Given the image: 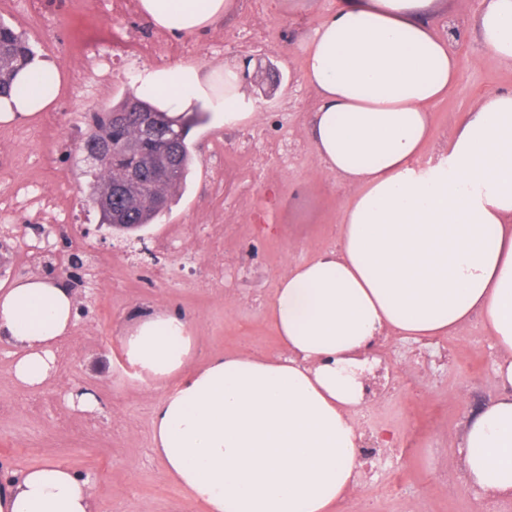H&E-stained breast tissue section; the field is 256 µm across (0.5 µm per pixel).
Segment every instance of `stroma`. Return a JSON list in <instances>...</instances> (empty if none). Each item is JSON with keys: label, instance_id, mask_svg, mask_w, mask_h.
<instances>
[{"label": "stroma", "instance_id": "35a3bbf8", "mask_svg": "<svg viewBox=\"0 0 512 512\" xmlns=\"http://www.w3.org/2000/svg\"><path fill=\"white\" fill-rule=\"evenodd\" d=\"M279 2L266 0L259 14L236 10L205 31L175 36L184 48L182 60L217 66L231 58L259 57L279 69L281 85L273 98L260 101L256 120L266 138L248 142L238 153L215 155L219 144L241 138L245 126H219L211 112H203L188 135L194 162L186 182L141 243L120 242L99 229V212L86 200L77 147L85 134L82 115L135 93L134 75L145 64L136 57L105 62L113 35L129 26L146 35L150 25L140 16L115 17L112 0H42L36 15L26 9V0L0 5V18L26 32L36 52L62 69H70L85 46L102 58L82 83L63 84L50 133H43L40 119L21 121L26 137L16 150L23 166L9 168L0 158V191L13 179L45 183L62 187L73 202L63 217L68 237L57 242V256L45 276L59 279L60 268L74 254L93 264L92 292L72 334L61 341L68 356L58 361L50 380L38 388L25 386L13 376V350L0 353V403L8 405L0 412V470L5 474L18 477L54 461L92 481L99 512H205L167 476L152 450L153 406L177 381L149 386L138 380L125 363L121 338L142 313L169 310L196 324L190 366L241 350L279 355L283 348L267 316L279 281L293 266L336 245L348 190L323 170L308 138L317 96L302 79L299 49L300 38L325 20L336 0H302V9L294 12ZM443 3L431 25L442 36L456 30L450 47L459 58V72L444 100L431 109L426 161L435 158L476 98L512 89V67L485 57L479 41L475 19L483 0ZM285 139L297 145L288 163L267 159L269 144ZM230 166L249 173L248 193L217 194ZM228 220L234 231L222 249H214L198 227L210 224L220 231ZM242 251L253 253L251 266L261 273V282L243 283L235 271L224 280L211 279V268ZM449 341L446 364L425 358L423 384L413 395H387L376 410L355 413L364 431L414 426L428 428L429 434L413 457L387 453L363 466L361 486L350 501L372 496L373 512H474L479 504L473 490L452 497L445 484L461 476L458 445L468 416L503 392L491 373L498 351L477 317L450 334ZM77 385L95 395L94 411L69 404L68 392ZM397 467L405 471L401 498L380 497L379 486Z\"/></svg>", "mask_w": 512, "mask_h": 512}]
</instances>
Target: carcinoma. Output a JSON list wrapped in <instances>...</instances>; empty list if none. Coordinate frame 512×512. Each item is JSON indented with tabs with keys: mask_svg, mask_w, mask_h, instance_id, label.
<instances>
[{
	"mask_svg": "<svg viewBox=\"0 0 512 512\" xmlns=\"http://www.w3.org/2000/svg\"><path fill=\"white\" fill-rule=\"evenodd\" d=\"M34 54L29 38L12 25L0 22V95L12 90L22 62ZM156 108L135 95L103 112L86 117L90 128L85 147L89 154L105 151L101 160L82 170L89 201L100 213V223L113 231L133 233L152 224L186 182L192 162L187 141L198 116L175 119L161 113L173 129L183 128L175 144L139 135V119Z\"/></svg>",
	"mask_w": 512,
	"mask_h": 512,
	"instance_id": "1",
	"label": "carcinoma"
}]
</instances>
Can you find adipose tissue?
<instances>
[{
  "label": "adipose tissue",
  "instance_id": "1",
  "mask_svg": "<svg viewBox=\"0 0 512 512\" xmlns=\"http://www.w3.org/2000/svg\"><path fill=\"white\" fill-rule=\"evenodd\" d=\"M439 0H337L302 42V78L316 93L309 137L326 171L350 189L336 247L296 265L268 305L283 355L230 354L189 368L195 324L144 315L123 338L128 362L152 382L179 377L152 413L167 474L206 512H330L362 465L352 416L363 404L364 350L393 332L419 339L481 316L507 392L465 424L467 484L512 497V90L476 99L437 161L420 164L432 104L459 63L430 18ZM234 0H139L159 30L192 35ZM485 51L512 65V0H486L476 18ZM64 74L43 56L0 98V122L56 103ZM137 91L177 116L209 104L219 120L252 118L235 70L146 66ZM70 288L29 277L0 291V340L30 387L56 370V345L75 326ZM0 512H98L69 467L45 462L0 485Z\"/></svg>",
  "mask_w": 512,
  "mask_h": 512
}]
</instances>
